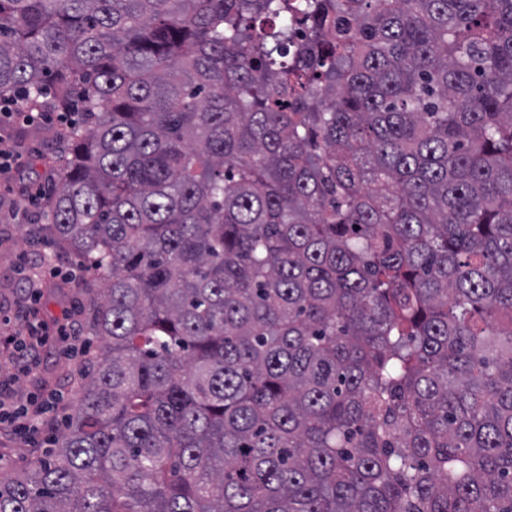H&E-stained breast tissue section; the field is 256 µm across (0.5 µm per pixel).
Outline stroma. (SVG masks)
Returning a JSON list of instances; mask_svg holds the SVG:
<instances>
[{
  "label": "stroma",
  "instance_id": "stroma-1",
  "mask_svg": "<svg viewBox=\"0 0 512 512\" xmlns=\"http://www.w3.org/2000/svg\"><path fill=\"white\" fill-rule=\"evenodd\" d=\"M54 123L32 125L22 120L0 127V136L14 146L19 160L28 173L52 172L63 143ZM21 180L0 181V392L22 403L34 394L61 391L63 401L56 413L55 428H62L74 410V393L82 383V375L91 357L104 346L103 338L91 336L87 313L94 302L93 293L76 284H62L51 278L41 291L38 303L22 301L18 290V267L28 257L37 254V246L29 244L26 231L30 224L46 223L48 210L43 201L20 203ZM70 316L79 325L81 339L86 342L84 353L70 356L63 351L44 348L29 355L20 351L15 338L26 336L33 321L55 326L63 316ZM51 449L27 442L10 431L0 432V479L29 468L40 459H48Z\"/></svg>",
  "mask_w": 512,
  "mask_h": 512
}]
</instances>
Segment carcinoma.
Listing matches in <instances>:
<instances>
[{
    "mask_svg": "<svg viewBox=\"0 0 512 512\" xmlns=\"http://www.w3.org/2000/svg\"><path fill=\"white\" fill-rule=\"evenodd\" d=\"M2 96L110 344L0 512H512V0H0ZM15 104H17V100L14 99L0 100V123L1 117L5 121L23 117V121L34 123L43 119V113L46 115L48 113L30 112L26 107L12 112L11 106ZM46 118L52 120L50 115H47ZM23 121L15 119L7 125L2 124L0 128V179L11 172L18 174L17 155L25 171L24 179L31 172L35 175H42L45 172L53 173L55 161L63 149V142L57 135L60 127L57 126L56 121L53 123L39 122L32 125H27ZM1 138H7L14 145L17 155L11 146Z\"/></svg>",
    "mask_w": 512,
    "mask_h": 512,
    "instance_id": "obj_1",
    "label": "carcinoma"
}]
</instances>
